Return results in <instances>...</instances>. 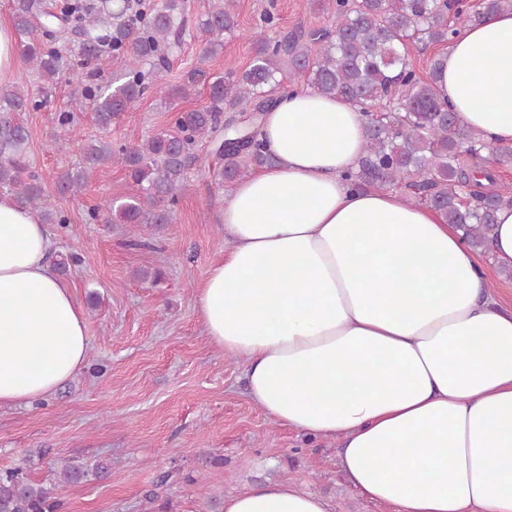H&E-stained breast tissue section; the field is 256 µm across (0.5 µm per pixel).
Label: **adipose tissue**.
Segmentation results:
<instances>
[{"label": "adipose tissue", "mask_w": 512, "mask_h": 512, "mask_svg": "<svg viewBox=\"0 0 512 512\" xmlns=\"http://www.w3.org/2000/svg\"><path fill=\"white\" fill-rule=\"evenodd\" d=\"M437 89L512 146V11L459 30ZM277 158L224 195L228 245L197 290L209 342L242 359L278 425L339 439L360 495L396 512H512V310L431 208L354 188L365 118L312 89L258 128ZM38 216L0 197V405L52 395L87 359L85 314ZM224 512H327L269 481Z\"/></svg>", "instance_id": "obj_1"}]
</instances>
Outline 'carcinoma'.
Returning <instances> with one entry per match:
<instances>
[{
	"mask_svg": "<svg viewBox=\"0 0 512 512\" xmlns=\"http://www.w3.org/2000/svg\"><path fill=\"white\" fill-rule=\"evenodd\" d=\"M332 19L328 28L300 30L273 40L276 17L266 11L254 32L255 54L242 73L211 74L195 67L183 83L166 82L169 56L186 33L200 42L205 56L224 49L236 34L235 0H208L194 29H188L184 0H12L11 17L18 51L48 91L75 66L88 67L108 55L124 61L117 84L95 74L80 86L66 112L56 115L65 148L77 139L75 112L90 107L107 130L128 106L151 91L164 100L188 97L202 86L208 103L176 114L173 129L135 145H114L102 138L80 144L83 166L58 180L61 192L77 194L88 171L116 161L127 170L139 194L108 205L110 223L139 227L172 220L187 174L198 163L195 146L214 144L222 167L212 171L234 182L277 159L257 138L272 93L286 82L304 79L324 96L360 106L366 117V143L355 184L405 192L455 225L471 247L486 248L495 215L512 205V195L478 190V180L494 181L490 168H512V148L481 138L438 98L432 81L411 67L408 47L448 44L457 26L478 23L512 11V0H323ZM35 106L24 90L0 88V192L32 209L45 224H68L52 202L40 174L27 164L29 138L22 114ZM88 471L61 466L58 480L76 484ZM53 491L32 483L21 469L0 472V512H56Z\"/></svg>",
	"mask_w": 512,
	"mask_h": 512,
	"instance_id": "cac0c4a2",
	"label": "carcinoma"
}]
</instances>
